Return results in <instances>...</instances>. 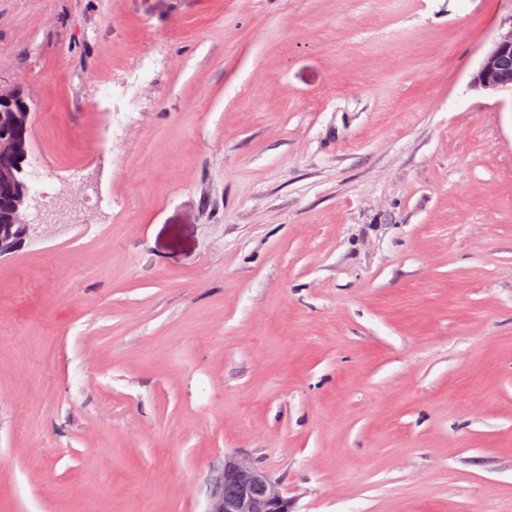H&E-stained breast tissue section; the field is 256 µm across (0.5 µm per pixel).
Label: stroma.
Instances as JSON below:
<instances>
[{
  "mask_svg": "<svg viewBox=\"0 0 512 512\" xmlns=\"http://www.w3.org/2000/svg\"><path fill=\"white\" fill-rule=\"evenodd\" d=\"M512 0H0L69 205L0 258V512H512ZM472 87L491 92H512V16L500 24L498 36L484 52ZM207 512H293L292 503L258 465L236 455L224 459Z\"/></svg>",
  "mask_w": 512,
  "mask_h": 512,
  "instance_id": "1",
  "label": "stroma"
}]
</instances>
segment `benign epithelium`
<instances>
[{"instance_id":"benign-epithelium-1","label":"benign epithelium","mask_w":512,"mask_h":512,"mask_svg":"<svg viewBox=\"0 0 512 512\" xmlns=\"http://www.w3.org/2000/svg\"><path fill=\"white\" fill-rule=\"evenodd\" d=\"M472 87L512 91V17L503 21L496 39L484 52ZM26 143L0 132V186L14 184L12 161ZM14 224L0 225V255L15 249ZM208 512H293L292 503L273 478L258 465L236 455L224 459Z\"/></svg>"}]
</instances>
